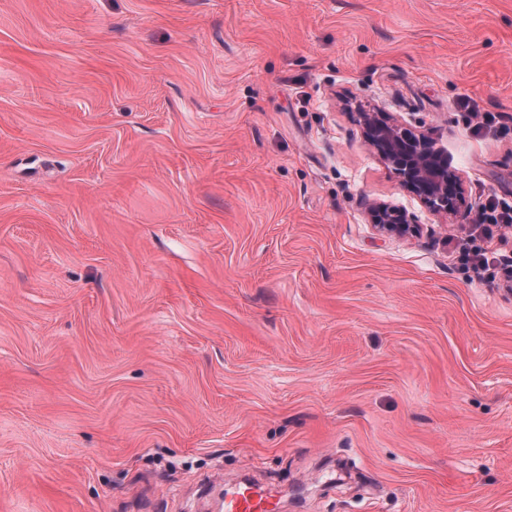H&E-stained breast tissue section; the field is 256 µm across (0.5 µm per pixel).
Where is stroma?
Listing matches in <instances>:
<instances>
[{
  "mask_svg": "<svg viewBox=\"0 0 512 512\" xmlns=\"http://www.w3.org/2000/svg\"><path fill=\"white\" fill-rule=\"evenodd\" d=\"M512 0H0V512H512ZM448 151L432 211L365 141ZM385 202L419 236L377 231ZM459 108L464 112H460L459 116L463 124L473 132L479 133L482 130H490L497 132L498 129H506L505 126L499 125L500 115L493 112H478L470 105V100L464 98L459 102ZM359 116L365 139L392 165L407 189L437 213L450 216L461 211L465 200L458 177L448 169L445 148L380 118L377 112H363ZM397 152L406 154V165L396 159ZM472 226L487 238H492L494 232L512 229V204L488 196ZM223 508L225 512H279L280 493L241 481L224 492Z\"/></svg>",
  "mask_w": 512,
  "mask_h": 512,
  "instance_id": "1",
  "label": "stroma"
}]
</instances>
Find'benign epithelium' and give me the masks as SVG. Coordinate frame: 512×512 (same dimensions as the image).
<instances>
[{
  "instance_id": "benign-epithelium-1",
  "label": "benign epithelium",
  "mask_w": 512,
  "mask_h": 512,
  "mask_svg": "<svg viewBox=\"0 0 512 512\" xmlns=\"http://www.w3.org/2000/svg\"><path fill=\"white\" fill-rule=\"evenodd\" d=\"M360 124L367 142L395 169L403 185L433 211L455 215L465 205L458 177L448 169L447 150L436 142L390 121L376 112H361ZM377 227L388 233L415 232L406 215L385 204L370 208Z\"/></svg>"
}]
</instances>
